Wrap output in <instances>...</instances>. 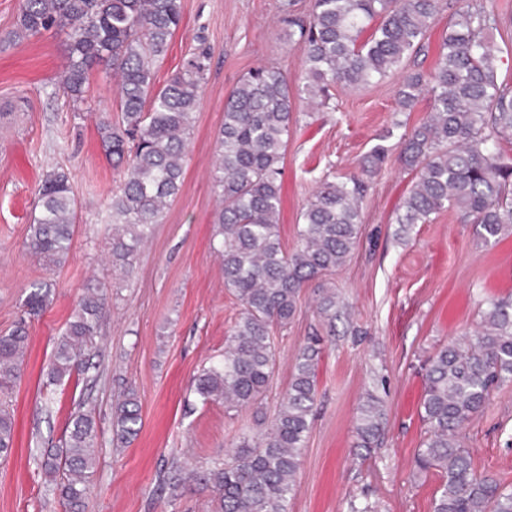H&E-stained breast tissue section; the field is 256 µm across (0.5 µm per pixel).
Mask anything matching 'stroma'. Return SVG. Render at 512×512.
<instances>
[{
  "label": "stroma",
  "mask_w": 512,
  "mask_h": 512,
  "mask_svg": "<svg viewBox=\"0 0 512 512\" xmlns=\"http://www.w3.org/2000/svg\"><path fill=\"white\" fill-rule=\"evenodd\" d=\"M282 0H181L183 22L159 74L167 76L199 47L212 59L194 115L185 179L161 224L141 248L132 275L113 281L102 228L119 171L102 147L100 112L116 107L112 81L92 78L87 103L63 95L68 48L46 33L0 52V335L24 315L32 283L49 275L23 243L43 172L63 168L78 203L72 249L54 275L47 309L27 321L21 376L10 395L15 447L0 458V512H65L39 467L44 449L60 445L76 403L91 409L101 451L89 478L86 512H214L211 487L191 481L177 491L162 480L172 465L203 473L224 462L242 436L264 429L288 389L293 357L313 335L324 355L317 412L288 512H351L369 502L378 512H432L441 478L419 477L413 458L424 437L419 415L424 366L441 346L473 332L487 298L512 297V236L483 246L472 224L444 211L405 244L393 237L395 208L411 176L388 162L369 179L360 243L327 280L349 305L351 321L324 328L315 313V285L303 288L298 311L275 329L277 364L262 409L202 404L193 380L224 352L241 306L224 287L213 249L217 206L210 170L224 102L238 80L259 65L296 82L301 56L288 44ZM396 80L331 91L328 106L296 102L283 161L281 234L296 246L300 212L323 180L356 174L360 160L395 120L417 124L427 104L399 112ZM110 282L111 304L91 352L97 380L81 374L49 381L47 366L79 292L89 277ZM24 319V318H23ZM141 405L142 429L127 448H112V417L126 387ZM384 401V430L366 457L356 456V411L366 391ZM478 470L512 488V385L494 389L463 430Z\"/></svg>",
  "instance_id": "1"
}]
</instances>
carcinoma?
<instances>
[{
	"instance_id": "carcinoma-1",
	"label": "carcinoma",
	"mask_w": 512,
	"mask_h": 512,
	"mask_svg": "<svg viewBox=\"0 0 512 512\" xmlns=\"http://www.w3.org/2000/svg\"><path fill=\"white\" fill-rule=\"evenodd\" d=\"M452 10L430 69L428 32L439 13ZM288 43L302 57L292 87L279 69L257 66L238 82L224 103L211 169L215 251L224 287L242 312L224 340L223 359L202 369L195 392L202 403L229 408L257 404L275 366L272 332L295 317L302 289L341 269L359 244L365 177L386 163L381 144L363 158L361 173L325 181L300 213L297 245L284 248L280 230L283 160L293 120V99L312 109L326 105L330 88L369 87L397 76L396 101L411 112L429 99L427 117L410 127L396 121L382 139L396 140L400 168L414 178L396 207L393 236L405 243L416 226L450 210L476 225L479 240L493 246L512 234V88L498 82L494 33L512 25L497 0H309L305 14L295 0L282 4ZM181 0H23L16 29L0 39V51L30 36L64 33L68 64L62 90L85 100L92 72L118 87V113L101 114L98 130L107 155L122 166L119 190L105 225L108 257L125 277L168 201L180 191L188 145L203 93L211 53L193 54L163 81L158 71L182 24ZM36 208L24 243L29 254L53 271L71 251L77 200L68 173H43ZM56 282L32 284L26 314L51 303ZM49 363L57 383L93 367V347L107 308L106 283L88 279ZM320 321L334 330L343 314L336 293L316 299ZM27 332L20 323L0 336V395H8L23 364ZM323 356L319 338L294 355L288 390L267 430L243 438L231 459L202 480L218 498V512H288L302 450L317 404ZM420 416L427 426L414 466L442 478L432 512H512V488L478 471L464 447L462 431L485 407L494 388L512 385V300L491 299L478 330L439 348L424 368ZM382 399L366 392L356 417V448H374L383 432ZM142 428L133 387L115 407L112 446L126 448ZM14 415L0 401V457L14 445ZM99 433L91 413L71 414L62 445L40 454V468L66 512H84L86 479L97 461Z\"/></svg>"
}]
</instances>
